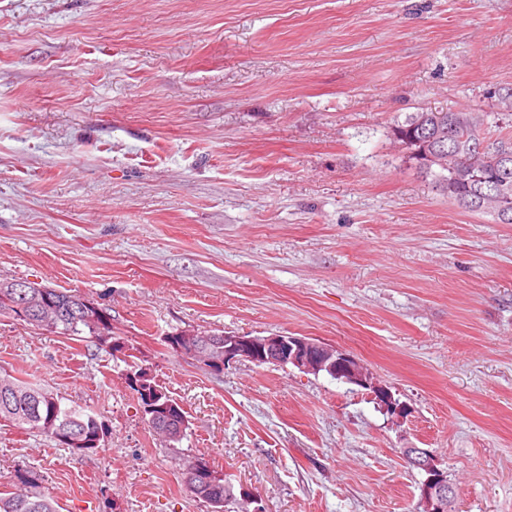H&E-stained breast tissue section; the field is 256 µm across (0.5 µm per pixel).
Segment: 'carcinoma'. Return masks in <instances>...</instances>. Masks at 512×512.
<instances>
[{
    "instance_id": "obj_1",
    "label": "carcinoma",
    "mask_w": 512,
    "mask_h": 512,
    "mask_svg": "<svg viewBox=\"0 0 512 512\" xmlns=\"http://www.w3.org/2000/svg\"><path fill=\"white\" fill-rule=\"evenodd\" d=\"M490 113L474 109H461L448 112H412L396 126L400 133L397 140L416 159L413 151L418 145L411 134L417 129L436 131L437 127L449 129L453 141H445L435 147L436 161L430 165H419L423 173L433 178L435 187L448 195L460 207L467 208V201L477 198L483 201L480 212L491 214L498 223L512 224V192L504 195L495 191L494 186L502 175L501 162L486 159V156L471 150L478 139L487 141L512 155V129L488 122ZM16 279H0V316L14 318V304L19 300L21 289L15 287ZM35 292H47L66 311L63 320L55 325L52 333L79 339L88 336L99 345L126 354V351L112 347V327H99L86 319L81 296L47 286L28 282ZM58 408V419L66 422L73 431V439L66 445L74 452H94L104 447V440L96 445L77 444L84 433H95L96 417L75 407H65L52 392L27 380L0 371V420L9 421L21 428L52 436L45 426L39 423L35 412ZM208 483L183 479L186 490L206 503L210 512H224V508L237 501L233 484L224 474L211 470ZM42 475L34 469H19L14 475L13 490L0 492V512H59L57 500L41 489Z\"/></svg>"
}]
</instances>
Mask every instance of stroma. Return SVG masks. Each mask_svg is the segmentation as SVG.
Wrapping results in <instances>:
<instances>
[{
  "instance_id": "obj_1",
  "label": "stroma",
  "mask_w": 512,
  "mask_h": 512,
  "mask_svg": "<svg viewBox=\"0 0 512 512\" xmlns=\"http://www.w3.org/2000/svg\"><path fill=\"white\" fill-rule=\"evenodd\" d=\"M512 0H0V278L76 290L188 413L150 431L126 365L0 317V368L105 421L75 454L0 420V490L60 512H207L205 454L266 512H413L426 448L456 512H512V224L462 209L394 136L501 110ZM345 349L407 408L294 367L215 372L181 332ZM41 483L37 470L18 469L13 491L0 492V512H59L57 500L41 489Z\"/></svg>"
}]
</instances>
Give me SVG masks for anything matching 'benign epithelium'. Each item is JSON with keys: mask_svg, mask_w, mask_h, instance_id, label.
<instances>
[{"mask_svg": "<svg viewBox=\"0 0 512 512\" xmlns=\"http://www.w3.org/2000/svg\"><path fill=\"white\" fill-rule=\"evenodd\" d=\"M16 310V317L22 319L27 318L30 310L47 312V319L42 321L44 325H53L58 318V313L46 311L43 295L37 293L23 295V301L16 306ZM168 343L188 356L220 367L230 362L247 361L256 365L293 366L313 375L325 373L371 391L385 413L397 421L404 418L403 406L354 356L315 338L277 333L266 336L226 334L224 342L220 343L209 336L188 332L170 337ZM143 414L165 439L173 440L182 436L185 424L181 423L182 417L174 415L169 404L152 400L143 409ZM402 455L408 464L425 474L420 485L419 512H453L457 492L448 480V470L441 467L439 459L424 448H404Z\"/></svg>", "mask_w": 512, "mask_h": 512, "instance_id": "1", "label": "benign epithelium"}]
</instances>
